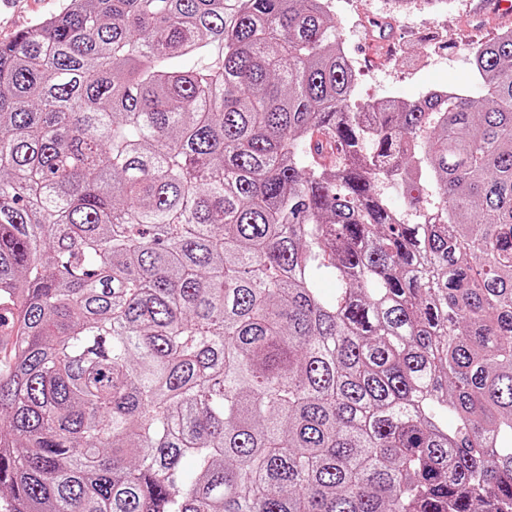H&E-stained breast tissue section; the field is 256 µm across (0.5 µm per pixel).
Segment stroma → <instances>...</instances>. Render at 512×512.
<instances>
[{
  "label": "stroma",
  "instance_id": "1",
  "mask_svg": "<svg viewBox=\"0 0 512 512\" xmlns=\"http://www.w3.org/2000/svg\"><path fill=\"white\" fill-rule=\"evenodd\" d=\"M61 0H0V41L56 12ZM338 32L359 62L353 105L387 96L411 100L434 87L459 89L473 82L470 47L512 30V21L472 12L474 0L436 14L419 5L409 14L387 10L385 0H338Z\"/></svg>",
  "mask_w": 512,
  "mask_h": 512
}]
</instances>
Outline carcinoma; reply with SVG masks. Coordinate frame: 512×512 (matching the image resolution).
<instances>
[{
    "instance_id": "1",
    "label": "carcinoma",
    "mask_w": 512,
    "mask_h": 512,
    "mask_svg": "<svg viewBox=\"0 0 512 512\" xmlns=\"http://www.w3.org/2000/svg\"><path fill=\"white\" fill-rule=\"evenodd\" d=\"M472 54L357 112L324 0L0 42L5 512H512V31Z\"/></svg>"
}]
</instances>
